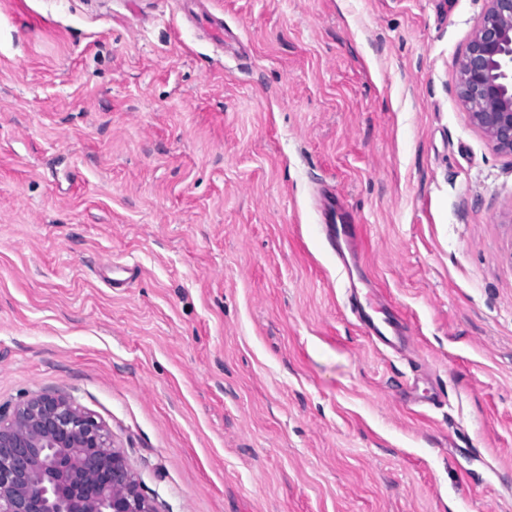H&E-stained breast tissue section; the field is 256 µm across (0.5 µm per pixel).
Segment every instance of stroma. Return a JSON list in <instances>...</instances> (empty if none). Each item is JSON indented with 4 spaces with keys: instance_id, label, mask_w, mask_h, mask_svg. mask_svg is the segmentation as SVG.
Returning a JSON list of instances; mask_svg holds the SVG:
<instances>
[{
    "instance_id": "stroma-1",
    "label": "stroma",
    "mask_w": 512,
    "mask_h": 512,
    "mask_svg": "<svg viewBox=\"0 0 512 512\" xmlns=\"http://www.w3.org/2000/svg\"><path fill=\"white\" fill-rule=\"evenodd\" d=\"M485 6L0 0V406L70 396L156 512H512V157L455 93ZM352 223L330 224L326 229L327 240L336 246V253L341 255L342 243L352 249L356 243ZM354 311L372 338H376L386 345H393L395 340L401 337L400 331L394 323L386 317L378 318L370 315L359 302L355 305Z\"/></svg>"
}]
</instances>
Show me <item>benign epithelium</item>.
<instances>
[{
  "label": "benign epithelium",
  "mask_w": 512,
  "mask_h": 512,
  "mask_svg": "<svg viewBox=\"0 0 512 512\" xmlns=\"http://www.w3.org/2000/svg\"><path fill=\"white\" fill-rule=\"evenodd\" d=\"M486 8L456 62V92L512 156V0ZM0 512H156L108 430L62 394L0 408Z\"/></svg>",
  "instance_id": "1"
}]
</instances>
